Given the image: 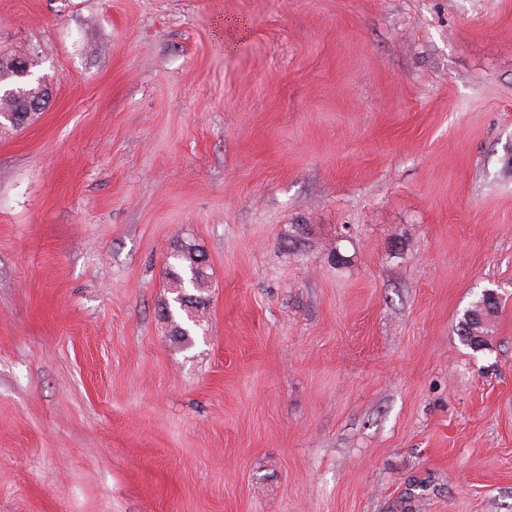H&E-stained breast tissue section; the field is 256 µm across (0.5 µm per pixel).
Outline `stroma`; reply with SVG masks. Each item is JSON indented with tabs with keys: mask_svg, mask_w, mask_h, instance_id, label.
<instances>
[{
	"mask_svg": "<svg viewBox=\"0 0 512 512\" xmlns=\"http://www.w3.org/2000/svg\"><path fill=\"white\" fill-rule=\"evenodd\" d=\"M1 50L52 97L0 129V512H512V0H0ZM204 253L195 245L181 243L173 255L174 264L166 272L173 304L166 306L167 319L172 326V336L181 347L187 349L193 344V333L203 326V315L206 308L204 296L205 285L209 273L207 263H201L199 257ZM192 290V291H191ZM184 295L183 303L195 307L192 313L183 308L182 302L176 303L175 298ZM498 303L494 306L493 303L487 302L484 300V295H480L479 299L474 303V305L468 309L467 311L472 312L475 314V312H480L482 310H486V314L488 315L487 320L482 323V326H479V324H476L473 322L472 319H466L465 313L463 315V318L459 322V331L461 333L462 339L467 342V344L472 345L473 347L477 348L481 346L482 339L481 338H475L478 336V334H483L486 332V323L488 319L491 317V315L495 312H497ZM489 306H494L493 312L489 315Z\"/></svg>",
	"mask_w": 512,
	"mask_h": 512,
	"instance_id": "35a3bbf8",
	"label": "stroma"
}]
</instances>
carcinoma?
I'll return each instance as SVG.
<instances>
[{"label": "carcinoma", "mask_w": 512, "mask_h": 512, "mask_svg": "<svg viewBox=\"0 0 512 512\" xmlns=\"http://www.w3.org/2000/svg\"><path fill=\"white\" fill-rule=\"evenodd\" d=\"M18 54L9 56L0 55V112H10L14 107L16 98H34L41 90L37 77L32 76L20 81L9 76L12 72L13 60ZM39 118V114L24 112L15 114V120H5L0 128L20 129ZM203 252L196 246L186 243L176 247L173 255L175 263L170 265L166 272L169 288L174 297L186 296L185 304L195 307V312L183 308L180 303H173L166 307L167 319L172 326V336L181 347L187 349L193 344V333L203 326V315L206 308L204 287L208 282V265L200 262ZM459 331L467 344L477 348L481 346L482 339L478 335L486 332V326L478 325L471 319L463 318L459 322Z\"/></svg>", "instance_id": "cac0c4a2"}]
</instances>
